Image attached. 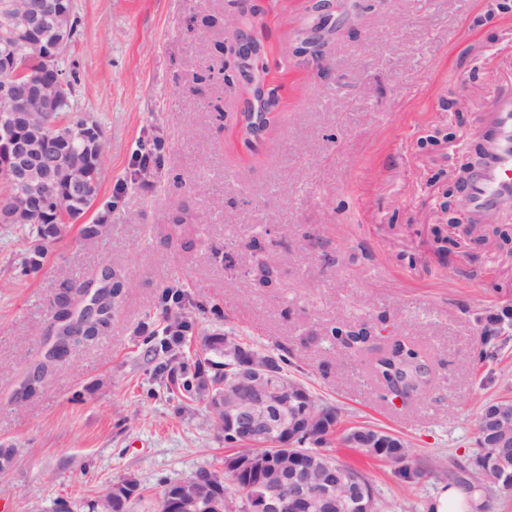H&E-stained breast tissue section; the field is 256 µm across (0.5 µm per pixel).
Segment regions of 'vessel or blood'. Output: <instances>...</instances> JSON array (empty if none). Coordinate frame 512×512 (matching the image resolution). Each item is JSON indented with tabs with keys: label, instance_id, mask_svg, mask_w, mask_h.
<instances>
[{
	"label": "vessel or blood",
	"instance_id": "1",
	"mask_svg": "<svg viewBox=\"0 0 512 512\" xmlns=\"http://www.w3.org/2000/svg\"><path fill=\"white\" fill-rule=\"evenodd\" d=\"M481 154L466 204L476 215L512 207V98L494 102L481 115Z\"/></svg>",
	"mask_w": 512,
	"mask_h": 512
}]
</instances>
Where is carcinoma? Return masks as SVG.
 <instances>
[{"mask_svg":"<svg viewBox=\"0 0 512 512\" xmlns=\"http://www.w3.org/2000/svg\"><path fill=\"white\" fill-rule=\"evenodd\" d=\"M0 58H10L30 72L38 73L46 80L54 74L43 71L40 66L27 58L23 43L0 34ZM37 128L29 130L20 127L24 136H46L57 140L64 150L82 151L90 173V184L86 193L96 197L102 163L108 141L105 128L90 120L81 112L71 110L70 104L53 114L36 115ZM20 189L13 186L6 177L0 175V224L8 223L7 217L15 214V205ZM89 207L84 195L72 194L66 182L52 188L46 198L44 210L13 221L15 228L23 232L27 243L25 254L20 262L13 266V274L18 279L27 278L40 272L44 267L48 248L63 239L70 230V221L78 218ZM112 230V224L103 216L90 224H84L79 230L85 241H95L106 236ZM129 286L121 270L112 266L102 269L100 275L83 283H76L63 276L58 279L57 291L50 303L47 320V341L43 351L33 358L28 370L20 382L19 391L24 396L36 393L51 376L73 346L102 335L112 324V317L122 299L124 289ZM90 296L95 305V314L90 315L81 308L84 296ZM165 324L144 338L148 352L159 360L158 370L167 377V389L182 398L206 404V423L216 433H224V370L233 360L247 359L256 351L252 345L243 343L238 346L235 356L224 351L226 335L219 330L209 331L199 327L194 315L196 305L185 301V293L178 287L166 290L161 302ZM500 318L489 319L483 330L479 357L492 355L497 331L495 325ZM200 337L201 351L193 355L183 352L186 342ZM328 336L340 347L354 353L367 349L372 340L367 323L358 325L338 324L330 327ZM371 377L376 385L378 397L385 403L393 401L399 393L412 400L420 398L431 383V369L428 354L411 340L399 336L381 351L370 367ZM288 386L298 388L293 394L291 406L296 412L308 413L313 409L338 416V411L330 405H321L312 399L309 390L294 381ZM363 430L382 440H390L382 459L396 465V476L404 485L412 484L419 471L410 463V454L406 443L391 433L365 426ZM335 430L314 425L307 435L298 440V451L289 456L274 452L273 439L264 445L262 453L270 457V462L278 471L291 470L310 459L313 470L310 478L320 484L326 479V471L321 468L320 458L329 455L327 446L336 442L343 443L348 432L333 437ZM336 467L355 474L362 487L364 497H353L347 501L345 512H364L362 504L370 503L371 512H383L384 505L377 501L367 476L360 470L336 462ZM474 480L478 490L487 493L512 490V466L506 474L484 473L474 469ZM97 512H128L126 502L112 492L103 495L96 503Z\"/></svg>","mask_w":512,"mask_h":512,"instance_id":"obj_1","label":"carcinoma"}]
</instances>
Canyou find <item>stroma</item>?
Instances as JSON below:
<instances>
[{"mask_svg":"<svg viewBox=\"0 0 512 512\" xmlns=\"http://www.w3.org/2000/svg\"><path fill=\"white\" fill-rule=\"evenodd\" d=\"M81 20L61 61L76 69L73 109L109 134L95 202L18 282L4 268L25 243L0 224V512H71L124 479L130 512H152L167 479L224 467V441L204 403L170 393L143 340L162 319L165 288L182 287L202 327L264 352L291 353L290 378L338 410L410 448L421 472L401 484L394 464L334 448L367 473L388 512H428L444 486L472 488L476 415L512 398V240L458 238L467 223L464 163L481 141V114L512 97V0H359L336 30L313 0H73ZM250 14L269 72L276 123L244 145L249 99L220 53L228 24ZM320 31L340 81L296 56L299 32ZM162 143L141 174L142 154ZM117 201L109 209V201ZM110 214L96 241L81 225ZM190 226L174 239L175 218ZM259 241L276 285L254 280ZM107 265L129 286L102 336L75 347L34 396L19 383L43 340L58 275L76 282ZM220 307L214 318L211 307ZM502 316L496 352L478 359L487 320ZM370 321L431 358L432 385L408 405L379 402L372 353L351 354L331 325Z\"/></svg>","mask_w":512,"mask_h":512,"instance_id":"stroma-1","label":"stroma"}]
</instances>
